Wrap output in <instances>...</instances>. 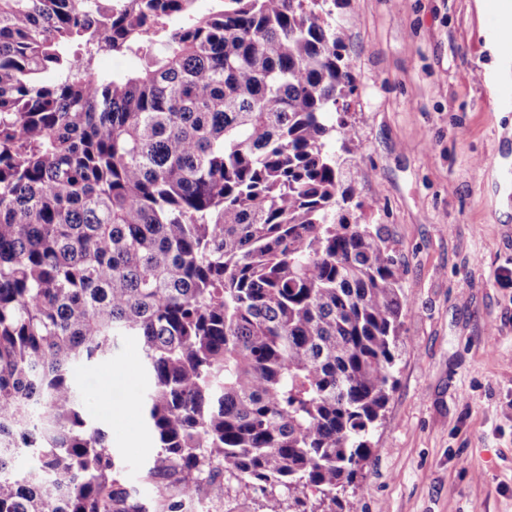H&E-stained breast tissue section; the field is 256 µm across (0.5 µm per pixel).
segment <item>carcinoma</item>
Here are the masks:
<instances>
[{"label": "carcinoma", "instance_id": "1", "mask_svg": "<svg viewBox=\"0 0 512 512\" xmlns=\"http://www.w3.org/2000/svg\"><path fill=\"white\" fill-rule=\"evenodd\" d=\"M0 0V512H148L74 369L142 342L161 512L215 476L343 512L407 296L349 211L328 0ZM103 53L143 61L124 76ZM93 66L99 74L118 75L138 69L141 61L129 55L101 54L94 60Z\"/></svg>", "mask_w": 512, "mask_h": 512}]
</instances>
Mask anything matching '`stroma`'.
Instances as JSON below:
<instances>
[{"mask_svg": "<svg viewBox=\"0 0 512 512\" xmlns=\"http://www.w3.org/2000/svg\"><path fill=\"white\" fill-rule=\"evenodd\" d=\"M512 0H340L353 93L347 156L361 173L352 202L380 227L408 307L395 385L372 452L345 494L347 512H512ZM121 405L149 388L142 345L75 372L86 412L110 371ZM133 495L154 507L155 439L141 412L112 437Z\"/></svg>", "mask_w": 512, "mask_h": 512, "instance_id": "1", "label": "stroma"}]
</instances>
